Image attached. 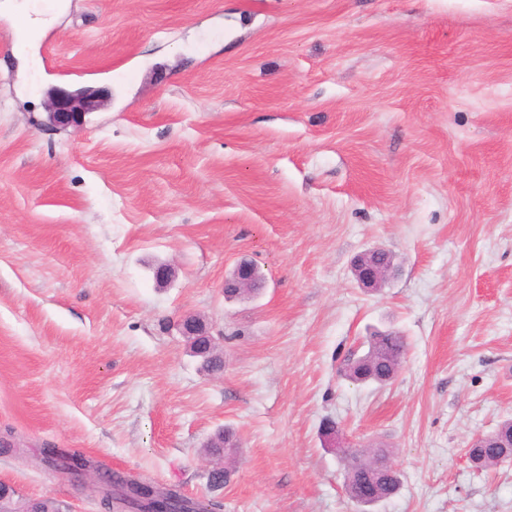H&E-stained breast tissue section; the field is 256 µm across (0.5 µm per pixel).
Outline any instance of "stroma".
Segmentation results:
<instances>
[{"mask_svg":"<svg viewBox=\"0 0 512 512\" xmlns=\"http://www.w3.org/2000/svg\"><path fill=\"white\" fill-rule=\"evenodd\" d=\"M18 53L0 9V483L101 512L77 448L219 512H359L321 433L385 448L373 512H512V0H64ZM108 89L79 127L52 90ZM382 248L386 285L353 264ZM248 259L263 290L224 298ZM172 267L170 285L153 267ZM210 327L224 371L179 331ZM394 381L339 372L369 328ZM236 434L222 461L204 449ZM226 484L210 490L216 464ZM381 248L371 249L361 254L354 263V274L358 283L366 289L378 290L387 282L393 271L391 255ZM382 258L383 262H379ZM490 435L477 437L470 448H467L469 455L472 448V455L476 460L474 463L480 468L487 470L498 466L501 462L512 456L511 448H496L498 439L488 440L481 444L480 448H474L480 441L485 440Z\"/></svg>","mask_w":512,"mask_h":512,"instance_id":"obj_1","label":"stroma"}]
</instances>
